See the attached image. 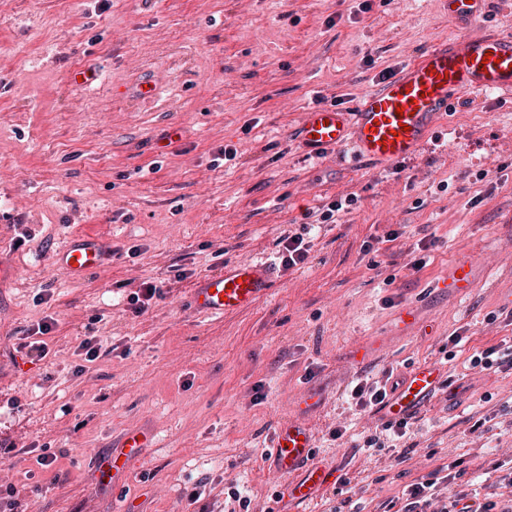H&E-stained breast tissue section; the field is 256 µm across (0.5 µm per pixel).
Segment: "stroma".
Segmentation results:
<instances>
[{"mask_svg":"<svg viewBox=\"0 0 512 512\" xmlns=\"http://www.w3.org/2000/svg\"><path fill=\"white\" fill-rule=\"evenodd\" d=\"M464 30L512 31V0ZM464 30L442 0H0V252L17 268L0 288V486L20 512H335L332 487L275 501L283 483L266 467L275 427L309 391L322 396L306 415L315 451L347 466L364 512L438 466L457 462L466 485L512 459V375L470 363L512 337V102L455 100L391 166L312 158L298 138L318 99L353 105ZM77 69L101 83L76 85ZM145 84L154 97L138 96ZM226 147L235 158L215 164ZM351 193L267 300L221 319L190 308L203 277L278 258L306 214ZM78 233L112 255L70 279L50 257ZM421 242L431 260L417 270ZM462 258L481 278L465 296L441 292ZM146 281L163 295L138 316L128 297ZM408 308L417 325L404 331ZM46 318L49 354L33 362L22 345ZM87 336L111 352L85 366ZM429 362L452 384L417 413L406 461L355 447L381 415L348 404L351 382L395 383ZM136 430L155 447L102 488L101 459Z\"/></svg>","mask_w":512,"mask_h":512,"instance_id":"obj_1","label":"stroma"}]
</instances>
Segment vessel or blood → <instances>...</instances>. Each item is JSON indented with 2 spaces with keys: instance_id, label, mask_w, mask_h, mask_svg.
<instances>
[{
  "instance_id": "obj_1",
  "label": "vessel or blood",
  "mask_w": 512,
  "mask_h": 512,
  "mask_svg": "<svg viewBox=\"0 0 512 512\" xmlns=\"http://www.w3.org/2000/svg\"><path fill=\"white\" fill-rule=\"evenodd\" d=\"M449 20L467 26L482 18L489 0H448ZM463 94L512 99V33L463 34L421 53L350 107H316L303 114L299 141L317 156L341 149L351 159L382 165L412 158L431 130ZM110 255L109 245L90 235H76L57 250L51 265L71 279L84 277ZM478 269L471 261L454 263L443 282L449 294L473 288ZM278 280L266 257L225 265L193 288L191 305L216 318L249 309L268 299ZM439 364L412 368L393 391L388 411L407 415L420 409L440 383ZM153 438L145 432L126 435L112 457L113 473L145 457ZM267 460L270 472L284 482L287 499L306 502L335 484V463L315 457L312 434L302 417L277 425Z\"/></svg>"
}]
</instances>
